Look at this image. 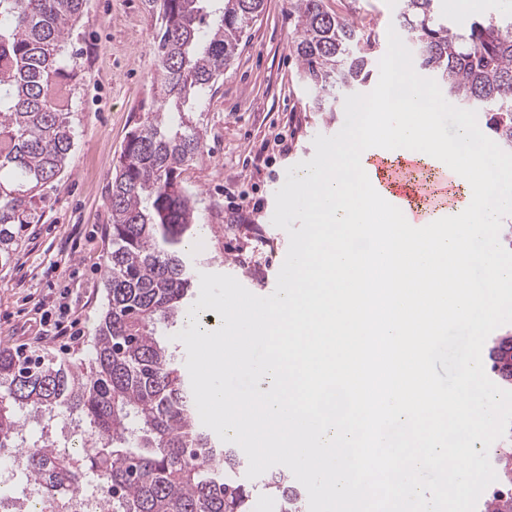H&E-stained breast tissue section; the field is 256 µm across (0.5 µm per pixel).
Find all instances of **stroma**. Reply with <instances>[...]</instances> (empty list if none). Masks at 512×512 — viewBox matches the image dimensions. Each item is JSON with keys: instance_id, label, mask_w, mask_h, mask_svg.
Masks as SVG:
<instances>
[{"instance_id": "1", "label": "stroma", "mask_w": 512, "mask_h": 512, "mask_svg": "<svg viewBox=\"0 0 512 512\" xmlns=\"http://www.w3.org/2000/svg\"><path fill=\"white\" fill-rule=\"evenodd\" d=\"M329 11L360 18L376 34L395 24L400 0H325ZM449 22L499 17L503 0H441ZM154 21L143 0H85L66 48L77 61L68 110L75 145L63 173L47 185L39 220L25 225L0 265V344L77 360L106 304L112 250L108 184L130 130L148 109L157 65ZM288 0H265L233 64L193 119L205 153L183 179L205 233L194 253L198 272L233 276L256 295L273 293L289 237L272 223L275 194L289 167L314 155L317 135L332 136L344 110L312 112L292 43ZM71 323L72 333L40 339L41 320Z\"/></svg>"}]
</instances>
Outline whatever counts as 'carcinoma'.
Here are the masks:
<instances>
[{
  "label": "carcinoma",
  "mask_w": 512,
  "mask_h": 512,
  "mask_svg": "<svg viewBox=\"0 0 512 512\" xmlns=\"http://www.w3.org/2000/svg\"><path fill=\"white\" fill-rule=\"evenodd\" d=\"M155 18L158 69L152 107L130 133L112 171V252L107 310L86 352V372L0 348V449L13 444L23 414L74 417L83 424L80 466L36 446L19 459L38 494L64 497L98 476L112 512H252L256 493L283 512H304V491L288 468L244 480L248 460L224 448L200 421L191 382L164 346L161 324L192 297L188 248L202 229L182 173L204 155L202 129L188 116L230 66L265 0H144ZM438 0H401L400 29L415 64L455 104L484 117L512 151V18L448 23ZM83 0H0V258L37 210L43 187L63 172L74 146L67 112L76 61L65 53ZM292 49L311 90L308 106L332 111L374 71L379 40L365 25L288 0ZM498 377L512 380V336L490 349Z\"/></svg>",
  "instance_id": "cac0c4a2"
}]
</instances>
